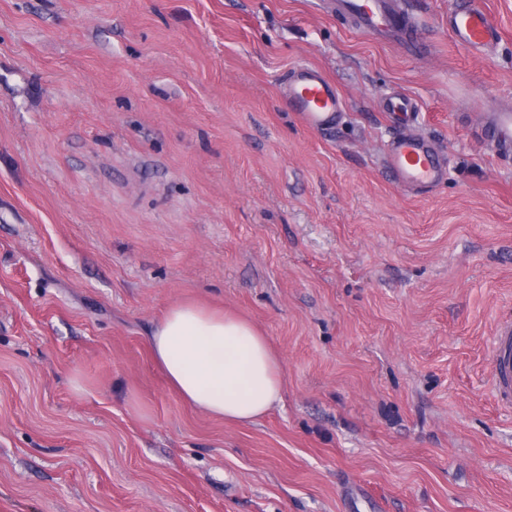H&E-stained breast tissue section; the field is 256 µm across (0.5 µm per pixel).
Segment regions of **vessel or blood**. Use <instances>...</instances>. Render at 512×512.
<instances>
[{
    "mask_svg": "<svg viewBox=\"0 0 512 512\" xmlns=\"http://www.w3.org/2000/svg\"><path fill=\"white\" fill-rule=\"evenodd\" d=\"M339 9L351 14L358 30L380 41L403 42L408 31L401 24L394 0H339ZM448 29L454 40L479 53L497 43L501 32L491 21L480 0H463L448 16ZM288 100L309 128H330L344 103L337 88L314 67L294 70L288 80ZM494 151L512 152V108L503 106L487 113L480 128ZM383 165L399 185L429 189L444 173V160L422 136L400 133L387 145ZM493 397L500 406L512 409V322L498 324L488 359Z\"/></svg>",
    "mask_w": 512,
    "mask_h": 512,
    "instance_id": "vessel-or-blood-1",
    "label": "vessel or blood"
}]
</instances>
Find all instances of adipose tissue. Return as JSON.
<instances>
[{"instance_id": "adipose-tissue-1", "label": "adipose tissue", "mask_w": 512, "mask_h": 512, "mask_svg": "<svg viewBox=\"0 0 512 512\" xmlns=\"http://www.w3.org/2000/svg\"><path fill=\"white\" fill-rule=\"evenodd\" d=\"M149 345L170 386L210 416L250 423L282 400L279 358L247 319L178 302L154 322Z\"/></svg>"}]
</instances>
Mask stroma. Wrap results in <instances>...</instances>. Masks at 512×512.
<instances>
[{
	"mask_svg": "<svg viewBox=\"0 0 512 512\" xmlns=\"http://www.w3.org/2000/svg\"><path fill=\"white\" fill-rule=\"evenodd\" d=\"M404 2L409 49L336 0H0V512H512V155L477 129L512 103V0L478 55L461 0ZM302 65L329 129L284 101ZM394 91L431 192L383 167ZM182 300L267 336L280 405L180 398L148 337ZM448 30L459 45L475 53L501 39L500 30L478 0H465L448 14ZM288 100L293 112L311 129L330 128L343 111L337 88L312 66L300 67L288 80ZM488 367L494 400L512 409V322L497 325Z\"/></svg>",
	"mask_w": 512,
	"mask_h": 512,
	"instance_id": "stroma-1",
	"label": "stroma"
}]
</instances>
